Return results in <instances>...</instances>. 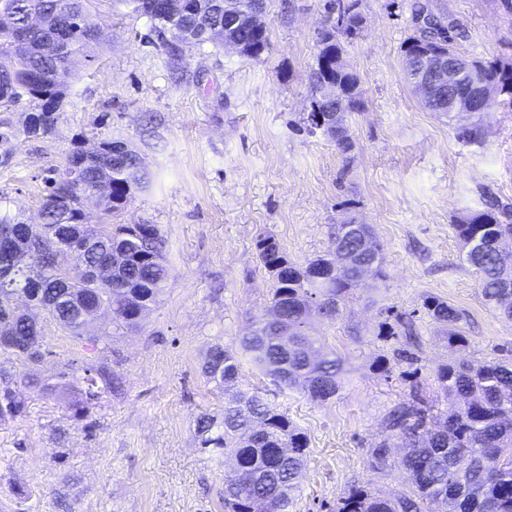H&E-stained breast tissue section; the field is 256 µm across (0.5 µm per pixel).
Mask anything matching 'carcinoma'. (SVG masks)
Returning <instances> with one entry per match:
<instances>
[{
  "label": "carcinoma",
  "mask_w": 512,
  "mask_h": 512,
  "mask_svg": "<svg viewBox=\"0 0 512 512\" xmlns=\"http://www.w3.org/2000/svg\"><path fill=\"white\" fill-rule=\"evenodd\" d=\"M94 0H0V108H12L26 100L34 105L22 126L9 118L0 120V156L11 157L12 142L20 136L39 138L52 132L68 79L79 71L86 49L94 42L90 5ZM138 15L148 17L159 34L175 22L188 30L199 28L195 0H124ZM361 0H346L339 7L334 24L319 33L320 49L311 73L314 95L311 103L325 112L333 102L321 98L326 84L342 92L348 110L363 109L359 80L350 68H335L334 59L344 53V43L360 33ZM249 4V0H227L225 10L210 15L207 25L224 29V16ZM414 19L421 21L403 45L405 78L411 77L416 49L421 46L455 53L444 18L428 13L426 5L412 4ZM30 30V38L18 43L14 35ZM245 50L255 49L258 57L269 46L266 33L239 34ZM473 69L499 95L501 105L512 111V65L471 60ZM321 130L349 156L354 142L349 130L336 133L325 125H309ZM458 138L466 143L482 139V117L459 129ZM104 180L111 187L103 199L104 220L85 224L80 209V193ZM145 173L133 150L113 157H86L74 151L63 170L49 180L42 211L43 223L26 224L20 215L0 206V225L27 226L13 245H0V333L9 332L12 342L0 351L37 362L43 357V327L30 317L15 312L13 297L30 288L42 292L36 305L48 312L58 326L75 336L82 335L74 301L93 294L100 299V310L112 313L120 328L135 327L145 310L157 300L169 277L164 261L165 241L155 224H114L134 192L142 188ZM336 225L334 252L358 254L361 262L371 252L362 248V239L341 234ZM463 248L462 261L475 273L478 288L487 306L512 317V205L492 200L485 209L471 212L454 225ZM94 240L101 256L112 259L109 282L94 279L79 265L95 261L84 250ZM255 251L261 265L272 277L274 288L270 308H279L283 323L298 330L284 351L276 342L277 329L256 323L251 334L240 339L238 348L211 346L203 367L207 381L217 387L238 382V354L251 355L263 374L289 391H299L315 402L329 401L343 386L344 361L326 348L322 339L309 331V319L322 308L336 319L349 295L361 288L355 274L336 272L332 255L318 256L304 264L288 259L272 236L256 240ZM70 260L74 273L64 272L61 259ZM69 280L61 285L60 275ZM424 307L428 316L448 330V345L463 348L467 338L462 329L464 314L446 301L430 297ZM393 322L380 324L378 335H395V326L409 332L403 315L387 308ZM111 372L88 369L84 377L85 398L98 396L94 387L107 383ZM437 393L458 403L444 419L434 412L435 404L426 385L414 381L406 399L394 405L386 416L389 436L403 442L408 452L400 465L411 484L409 492L385 498L359 486L341 499L336 512H434V506L451 505V512H512V361L443 365L435 374ZM22 409L14 392L0 391V417L14 416ZM197 433L204 448L232 455L250 468L249 478L224 474L226 512H289L297 488V478L309 454V439L288 418L256 394H241L224 406V416L197 419ZM370 466H389L388 444L373 446Z\"/></svg>",
  "instance_id": "carcinoma-1"
}]
</instances>
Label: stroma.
Masks as SVG:
<instances>
[{
	"instance_id": "obj_1",
	"label": "stroma",
	"mask_w": 512,
	"mask_h": 512,
	"mask_svg": "<svg viewBox=\"0 0 512 512\" xmlns=\"http://www.w3.org/2000/svg\"><path fill=\"white\" fill-rule=\"evenodd\" d=\"M333 2L268 0L269 49L249 58L210 44L176 48L118 0H95L97 40L68 83L56 128L16 140L0 166V199L39 223L48 180L73 151L122 141L149 181L117 221L157 225L170 275L133 330L101 314L77 337L18 301L43 327L44 355L30 363L0 352V389L22 404L0 417V512H224L233 461L201 447L196 420L222 418L232 393L208 383L202 367L213 344L236 347L267 312L262 235L302 263L325 254L334 225L352 218L371 225L387 274L335 322H311L344 360L337 398L310 401L241 362L239 389L286 411L310 439L291 512H336L355 485L384 497L409 491L399 440L388 439L390 468L369 461L410 380L433 384L454 359H512V320L484 304L453 230L488 197L512 204V112L493 105L482 142L459 140L462 119L426 110L403 74L413 0H361L364 27L344 57L364 110L350 119L354 149L342 156L305 122ZM426 2L446 16L458 53L512 64L504 0ZM431 296L464 310L465 348H449L426 315ZM389 306L412 316L415 343L379 335ZM98 365L112 381L84 401V371Z\"/></svg>"
}]
</instances>
